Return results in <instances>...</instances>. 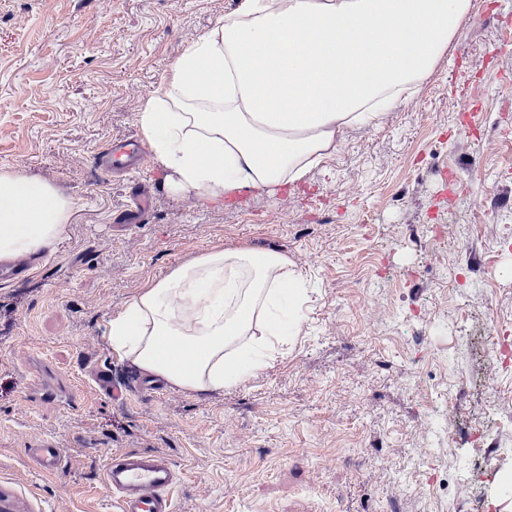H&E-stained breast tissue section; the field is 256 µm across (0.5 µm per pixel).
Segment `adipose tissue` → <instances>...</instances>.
<instances>
[{
	"label": "adipose tissue",
	"mask_w": 512,
	"mask_h": 512,
	"mask_svg": "<svg viewBox=\"0 0 512 512\" xmlns=\"http://www.w3.org/2000/svg\"><path fill=\"white\" fill-rule=\"evenodd\" d=\"M472 0H240L193 39L147 97L141 131L180 192L276 196L434 73ZM76 208L48 181L0 169V261L38 256ZM307 290L287 256L213 248L148 282L106 321L112 351L192 393L269 366Z\"/></svg>",
	"instance_id": "1"
}]
</instances>
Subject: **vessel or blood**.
Returning a JSON list of instances; mask_svg holds the SVG:
<instances>
[{"instance_id": "1", "label": "vessel or blood", "mask_w": 512, "mask_h": 512, "mask_svg": "<svg viewBox=\"0 0 512 512\" xmlns=\"http://www.w3.org/2000/svg\"><path fill=\"white\" fill-rule=\"evenodd\" d=\"M94 161L99 169L141 167L148 152L139 138L131 137L113 143L98 152ZM33 467L52 473L62 468V451L48 438L35 441L28 450ZM106 485L112 489L118 512H174L171 490L176 481L170 461L157 454L114 453L105 473Z\"/></svg>"}]
</instances>
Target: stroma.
Masks as SVG:
<instances>
[{"label":"stroma","mask_w":512,"mask_h":512,"mask_svg":"<svg viewBox=\"0 0 512 512\" xmlns=\"http://www.w3.org/2000/svg\"><path fill=\"white\" fill-rule=\"evenodd\" d=\"M434 74L377 126L276 196L219 203L170 190L158 158L123 180L95 153L141 136L138 113L188 43L238 0H0V167L55 184L77 208L27 279L0 281V488L8 512H114L104 473L119 450L165 456L175 512H459L461 470L512 512V371L500 402L480 380L512 337V0H472ZM145 222H129L138 192ZM288 256L310 294L288 352L218 393L134 389L105 334L147 282L213 246ZM469 318L460 321L459 309ZM128 384L96 394L90 367ZM82 390L29 406L36 370ZM467 393L442 398L449 384ZM495 430L496 454L423 422ZM52 439L63 473L32 468Z\"/></svg>","instance_id":"1"}]
</instances>
